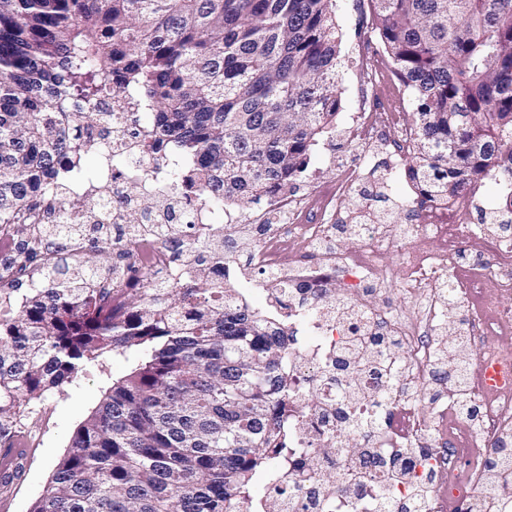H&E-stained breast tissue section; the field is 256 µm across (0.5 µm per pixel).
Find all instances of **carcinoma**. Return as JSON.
<instances>
[{
	"mask_svg": "<svg viewBox=\"0 0 512 512\" xmlns=\"http://www.w3.org/2000/svg\"><path fill=\"white\" fill-rule=\"evenodd\" d=\"M375 31L409 92V176L448 197L512 177V0H371ZM333 0H0V228L36 224L40 203L79 209L75 179L93 148L90 106L125 90L139 111L148 169L170 192L242 208L304 173L340 107ZM136 182L113 209L130 219ZM512 225V196L485 215ZM81 240L77 276L49 239ZM11 245L16 299L0 288V490L23 471L24 413L86 366L137 349L142 358L78 428L31 512H235L254 477L286 453L283 322L224 287V227L167 235L190 265L171 286L136 288L140 269H109L85 224L46 226Z\"/></svg>",
	"mask_w": 512,
	"mask_h": 512,
	"instance_id": "obj_1",
	"label": "carcinoma"
}]
</instances>
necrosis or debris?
Masks as SVG:
<instances>
[{"instance_id": "1", "label": "necrosis or debris", "mask_w": 512, "mask_h": 512, "mask_svg": "<svg viewBox=\"0 0 512 512\" xmlns=\"http://www.w3.org/2000/svg\"><path fill=\"white\" fill-rule=\"evenodd\" d=\"M112 115L122 141L118 173L79 187L85 223L108 205L125 172L144 166L140 129L123 121L134 105L123 92L98 106ZM368 159L385 150L401 176L414 134L399 112H358L344 129ZM358 179L344 170L322 188L317 207L276 194L274 224H259L249 266L263 270V290L288 315V458L264 480L276 512H375L383 496L397 505L420 499L422 512H512V382L489 383L482 367L512 370V226L468 224L478 188L450 200L414 199L412 224H371L363 209L340 200ZM196 233L220 224L225 235L246 226L232 207L217 211L204 200L176 199ZM356 240L354 251L337 242ZM428 238L432 247L418 241ZM127 246L140 263L166 280L186 268L159 240L139 236ZM400 250L402 293L411 314L361 302L360 292L384 287L385 255ZM353 274V287L336 295L328 280ZM382 334L393 372L386 405L375 394L381 375L350 365L354 338ZM429 410L421 419L418 409ZM380 415L381 428L346 454L347 420Z\"/></svg>"}]
</instances>
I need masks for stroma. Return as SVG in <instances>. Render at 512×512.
Instances as JSON below:
<instances>
[{
	"label": "stroma",
	"mask_w": 512,
	"mask_h": 512,
	"mask_svg": "<svg viewBox=\"0 0 512 512\" xmlns=\"http://www.w3.org/2000/svg\"><path fill=\"white\" fill-rule=\"evenodd\" d=\"M334 21L339 39L342 68L339 78L341 107L336 126L316 146L308 168L294 181L290 196L312 203L323 186L335 183L341 170L357 159V148L347 142L343 130L350 115L360 110L389 112L393 108L410 111L401 102L403 85L394 74L392 59L374 30L370 0H335ZM388 169L384 150L374 152L371 166L362 171L346 206H368L373 219L384 212H396L400 222L410 223L399 198L380 192ZM137 354L107 356L99 365L80 372L62 389L47 394L32 405L21 425L25 450V470L11 491L0 493V512H29L42 493L53 470L67 454L73 437L84 420L99 406L113 382L135 366Z\"/></svg>",
	"instance_id": "1"
}]
</instances>
